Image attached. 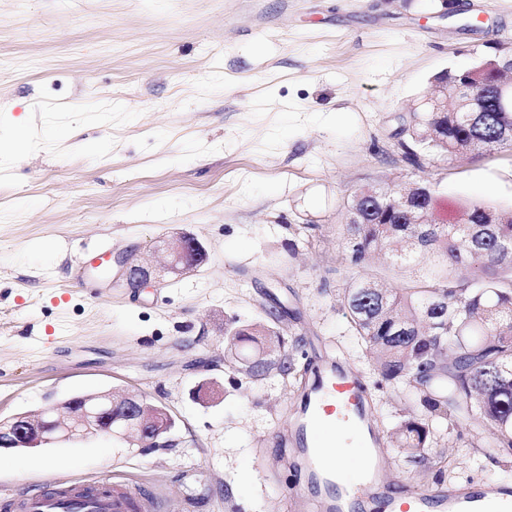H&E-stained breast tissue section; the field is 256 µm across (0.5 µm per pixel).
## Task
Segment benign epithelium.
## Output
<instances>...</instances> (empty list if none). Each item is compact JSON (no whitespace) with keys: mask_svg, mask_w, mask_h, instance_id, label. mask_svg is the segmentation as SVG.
I'll use <instances>...</instances> for the list:
<instances>
[{"mask_svg":"<svg viewBox=\"0 0 512 512\" xmlns=\"http://www.w3.org/2000/svg\"><path fill=\"white\" fill-rule=\"evenodd\" d=\"M434 183L407 180L398 183L397 196L378 186L359 188L358 198L382 201V210L393 205L410 211L417 199ZM166 249L174 271L196 269L208 261V253L193 236L179 234L168 240ZM125 284L134 293L152 279V265L146 261H121ZM174 423L167 413L142 395L129 391H103L95 396H74L43 410L40 414L19 415L0 422V448H40L58 441L106 438L137 443L141 448L169 446Z\"/></svg>","mask_w":512,"mask_h":512,"instance_id":"obj_1","label":"benign epithelium"}]
</instances>
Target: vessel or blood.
Returning <instances> with one entry per match:
<instances>
[{"label":"vessel or blood","mask_w":512,"mask_h":512,"mask_svg":"<svg viewBox=\"0 0 512 512\" xmlns=\"http://www.w3.org/2000/svg\"><path fill=\"white\" fill-rule=\"evenodd\" d=\"M339 426L357 431L362 438L360 478L344 485L339 496L311 495L306 488L297 489L295 499L301 512H345L348 500L362 508L378 502L385 512H512V491L494 485L480 491L459 486L413 489L400 496L387 494L364 387L352 369L329 359L311 384L289 430V439L297 445L302 464L312 477L326 475L323 441ZM84 503L89 512H143L145 507L116 481H66L53 484L46 492L1 496L0 512H66L67 505Z\"/></svg>","instance_id":"1"}]
</instances>
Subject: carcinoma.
Here are the masks:
<instances>
[{
    "label": "carcinoma",
    "mask_w": 512,
    "mask_h": 512,
    "mask_svg": "<svg viewBox=\"0 0 512 512\" xmlns=\"http://www.w3.org/2000/svg\"><path fill=\"white\" fill-rule=\"evenodd\" d=\"M498 70L481 63L439 80L448 85L451 107L430 112V123L444 145L429 149L436 160L479 150L512 152V112L499 111L494 98ZM483 92L482 112H467L468 94ZM336 225V241L352 265L373 251L387 264L409 272L403 288H388L378 270L352 278L341 295L350 336L375 361L381 380L414 410L394 422L389 439L405 461L419 469L438 468L445 449L438 446L448 420L475 421L485 432L477 441L489 460L512 455V215L484 200L460 202L446 218L434 213L438 194L430 191L418 210L432 224H407L400 213L380 224L379 206L370 201ZM228 356L237 362L266 361L282 349V360L264 370L288 376L293 358L276 326L265 322L224 326Z\"/></svg>",
    "instance_id": "cac0c4a2"
}]
</instances>
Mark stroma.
<instances>
[{
	"mask_svg": "<svg viewBox=\"0 0 512 512\" xmlns=\"http://www.w3.org/2000/svg\"><path fill=\"white\" fill-rule=\"evenodd\" d=\"M510 39L512 0H0V420L113 389L174 420L168 448H0V494L109 478L160 512H290L284 439L339 345L385 435L409 408L336 297L358 273L343 201L427 179L442 203L511 209L512 152L414 167L400 146L436 75ZM177 233L207 263L131 293L120 259L161 261ZM272 313L297 374L255 380L225 363L224 323ZM474 433L449 422L445 485L512 467Z\"/></svg>",
	"mask_w": 512,
	"mask_h": 512,
	"instance_id": "35a3bbf8",
	"label": "stroma"
}]
</instances>
